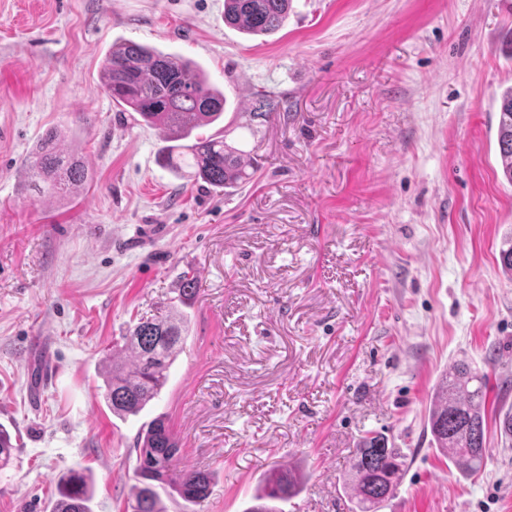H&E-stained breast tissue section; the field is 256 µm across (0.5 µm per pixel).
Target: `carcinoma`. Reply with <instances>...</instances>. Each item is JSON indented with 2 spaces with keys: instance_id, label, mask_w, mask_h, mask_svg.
<instances>
[{
  "instance_id": "cac0c4a2",
  "label": "carcinoma",
  "mask_w": 512,
  "mask_h": 512,
  "mask_svg": "<svg viewBox=\"0 0 512 512\" xmlns=\"http://www.w3.org/2000/svg\"><path fill=\"white\" fill-rule=\"evenodd\" d=\"M290 0H224V24L247 35L277 32L288 18ZM102 80L112 100L136 121L165 130L167 145L159 163L179 174L201 180L212 189L228 191L250 181V153L226 141V128L204 135L200 129L224 121V91L212 84L195 62L131 41L112 44ZM277 107L264 95L249 112L247 128L268 121ZM59 133L51 131L29 156L31 168L45 183V191L58 197L77 193L88 178L83 161L58 146ZM503 178L512 185V86L500 96L497 130ZM500 265L512 272V232L504 235ZM197 293V279L182 276L177 301L188 307ZM185 332L184 315L139 321L124 337L123 348L107 357L103 397L112 414L136 416L157 398L168 381V370L179 353ZM489 378L458 361L433 387L426 428L431 442L463 475L473 474L487 454L486 421ZM14 446L0 428V468L12 458ZM132 512H167L159 490H171L183 505L203 502L211 484L209 473L186 467L169 421L159 415L139 432ZM407 466L402 449L389 446L388 438L374 434L362 440L352 461L350 498L359 512H381L401 482ZM302 476L279 467L264 474L256 504L246 512H282L278 506L295 497ZM90 472L70 470L59 477L53 512H90Z\"/></svg>"
}]
</instances>
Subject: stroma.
Returning <instances> with one entry per match:
<instances>
[{"label":"stroma","mask_w":512,"mask_h":512,"mask_svg":"<svg viewBox=\"0 0 512 512\" xmlns=\"http://www.w3.org/2000/svg\"><path fill=\"white\" fill-rule=\"evenodd\" d=\"M193 60L224 90L228 143L250 151L232 194L157 161L165 133L100 79L113 43ZM512 85L505 0H292L280 31L224 23V0H0V512H52L58 477L91 470V512H124L135 438L163 415L195 512H246L289 465L284 512H350V462L385 434L408 467L384 512H512V437L460 474L430 445L429 395L465 359L512 407V185L498 162ZM278 107L243 124L258 94ZM88 170L79 194L30 188L47 131ZM198 280L160 396L114 416L105 358Z\"/></svg>","instance_id":"1"}]
</instances>
